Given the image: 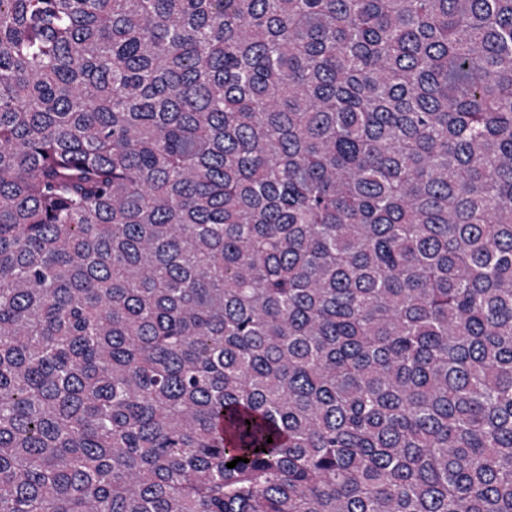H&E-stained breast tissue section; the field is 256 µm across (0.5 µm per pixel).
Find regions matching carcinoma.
I'll return each mask as SVG.
<instances>
[{"mask_svg": "<svg viewBox=\"0 0 512 512\" xmlns=\"http://www.w3.org/2000/svg\"><path fill=\"white\" fill-rule=\"evenodd\" d=\"M0 512H512V0H0Z\"/></svg>", "mask_w": 512, "mask_h": 512, "instance_id": "cac0c4a2", "label": "carcinoma"}]
</instances>
